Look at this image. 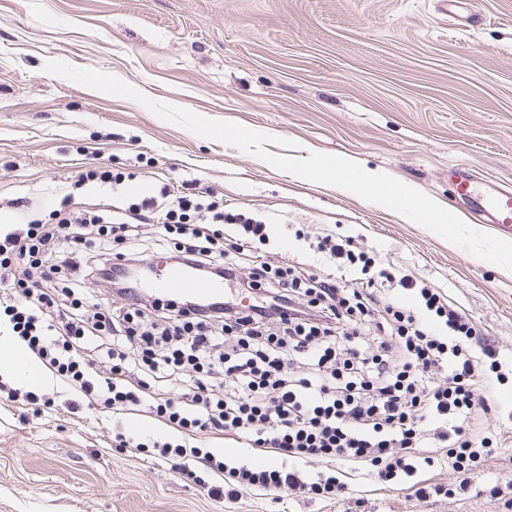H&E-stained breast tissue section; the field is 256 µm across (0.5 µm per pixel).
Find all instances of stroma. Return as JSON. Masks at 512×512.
Returning <instances> with one entry per match:
<instances>
[{"label": "stroma", "instance_id": "35a3bbf8", "mask_svg": "<svg viewBox=\"0 0 512 512\" xmlns=\"http://www.w3.org/2000/svg\"><path fill=\"white\" fill-rule=\"evenodd\" d=\"M465 28L437 0H0V226L19 199L49 222L82 166L133 172L140 195L194 182L277 224L259 254L284 260L317 237L352 235L439 288L499 360L483 420L489 452L467 488L419 469L424 496L367 472L331 502L260 493L233 504L170 465L112 446L111 413L34 414L0 400V512H512L491 497L512 476V271L381 205L200 138L145 106L49 75L63 60L154 100L296 141L275 155H342L455 210L448 168L512 182V0H478ZM450 488L436 494L435 485Z\"/></svg>", "mask_w": 512, "mask_h": 512}]
</instances>
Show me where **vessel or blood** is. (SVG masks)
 I'll list each match as a JSON object with an SVG mask.
<instances>
[{"instance_id": "1", "label": "vessel or blood", "mask_w": 512, "mask_h": 512, "mask_svg": "<svg viewBox=\"0 0 512 512\" xmlns=\"http://www.w3.org/2000/svg\"><path fill=\"white\" fill-rule=\"evenodd\" d=\"M449 177L459 204L465 207L476 223L497 227L512 234V183L478 178L471 167L455 164ZM160 296L177 295L197 302L224 297L221 282L195 276L188 268L172 267L149 283Z\"/></svg>"}]
</instances>
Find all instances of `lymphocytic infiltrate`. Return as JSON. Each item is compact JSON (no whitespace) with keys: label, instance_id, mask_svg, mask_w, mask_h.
<instances>
[{"label":"lymphocytic infiltrate","instance_id":"lymphocytic-infiltrate-1","mask_svg":"<svg viewBox=\"0 0 512 512\" xmlns=\"http://www.w3.org/2000/svg\"><path fill=\"white\" fill-rule=\"evenodd\" d=\"M69 204L61 199L58 223L23 219L0 232V313L66 385L64 412L137 406L169 430L159 438L117 424L113 447L151 449L180 479L231 503L250 491L331 500L348 470L389 483L439 457L461 474L475 467L474 409L496 387L485 371L494 352L473 354L475 325L440 289L356 250L349 236L315 242L329 263L321 274L295 257L259 259L268 222L191 187L97 211ZM152 243L204 277L238 280L248 266L240 286L260 303L142 304L126 269ZM30 269L40 279L27 278ZM98 278L125 303L103 307L86 287ZM208 432L244 438L289 465L226 462L194 445ZM314 458L326 470H310Z\"/></svg>","mask_w":512,"mask_h":512}]
</instances>
